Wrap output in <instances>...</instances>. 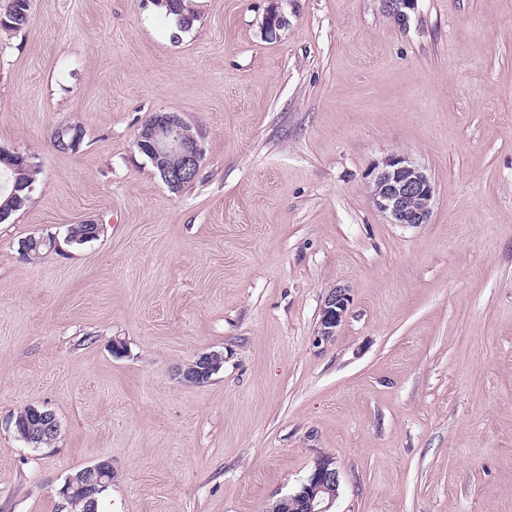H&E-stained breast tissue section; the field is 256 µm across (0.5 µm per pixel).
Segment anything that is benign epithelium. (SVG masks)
Listing matches in <instances>:
<instances>
[{
  "label": "benign epithelium",
  "mask_w": 512,
  "mask_h": 512,
  "mask_svg": "<svg viewBox=\"0 0 512 512\" xmlns=\"http://www.w3.org/2000/svg\"><path fill=\"white\" fill-rule=\"evenodd\" d=\"M262 28L266 37L276 38L288 25L280 9L281 0H268ZM389 12L400 22L407 20V11L415 8L416 0H385ZM140 151L148 154L150 161L170 190L176 191L193 176L203 157L197 137L186 129L177 115L154 113L144 123L138 135ZM11 157L14 171L24 174L33 165L32 158L20 151L0 148V155ZM175 156L178 163H169ZM371 198L375 208L392 224L419 225L429 222L432 213L434 187L428 175L404 154H391L374 164L371 172ZM351 303L349 290L336 287L326 296L321 308L318 338L327 341L335 336L336 328L345 317ZM224 359L220 352H205L194 363L181 369L179 375L186 382L204 380L213 366ZM34 425L31 441L39 443L45 436L59 430L56 415L50 410H32ZM90 466L75 478H66V495L85 496L89 491L100 490L90 478ZM340 470L334 458L321 456L301 483L300 490L282 496L272 503L266 512H288V501H297L298 512H331L339 495Z\"/></svg>",
  "instance_id": "1"
}]
</instances>
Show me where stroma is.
I'll use <instances>...</instances> for the list:
<instances>
[{"label": "stroma", "instance_id": "35a3bbf8", "mask_svg": "<svg viewBox=\"0 0 512 512\" xmlns=\"http://www.w3.org/2000/svg\"><path fill=\"white\" fill-rule=\"evenodd\" d=\"M188 5L185 32L149 0H31L0 28V147L39 165L0 224V512H71L65 478L102 458L103 512H265L323 455L333 512H512V0H417L404 23L282 0L273 40L267 0ZM155 112L203 148L176 193L137 147ZM393 153L430 177L429 223L374 207ZM209 351L220 371L183 383ZM30 406L52 447L11 428ZM28 0H12L4 13V18L9 22L5 29L18 30L28 24L29 9L27 8ZM268 2L269 5L262 22V28L266 37L273 39L280 35V31L285 29L288 21L281 12V0H268ZM351 303L348 288L336 287L326 296L321 308L318 338L327 341L335 336L336 328L345 317ZM32 413L33 421L36 424L32 425L30 442H34L37 445L45 436L59 430V424L56 420V415L50 410L33 408Z\"/></svg>", "mask_w": 512, "mask_h": 512}]
</instances>
